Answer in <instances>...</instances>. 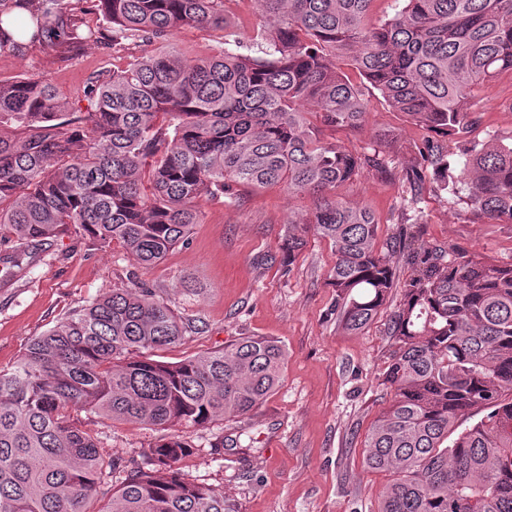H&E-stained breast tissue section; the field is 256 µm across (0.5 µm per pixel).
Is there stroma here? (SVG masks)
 Here are the masks:
<instances>
[{
  "label": "stroma",
  "mask_w": 512,
  "mask_h": 512,
  "mask_svg": "<svg viewBox=\"0 0 512 512\" xmlns=\"http://www.w3.org/2000/svg\"><path fill=\"white\" fill-rule=\"evenodd\" d=\"M83 44L73 49L48 42L24 43L0 52V79L34 77L55 86L69 111L85 112L90 78L111 76L141 50L97 42L106 23L94 0H63ZM227 13L241 53L265 28L252 0H229ZM369 117L336 138L352 153L383 151L387 171L362 170L336 190L338 199L369 208L377 220L376 242L400 233L512 264V224L472 219L467 206L438 188L437 175L419 154L427 132L388 107L366 88ZM465 131L442 137L451 167L462 151L495 137L512 142V74L481 83L469 102ZM423 173L414 222L407 174ZM314 207L306 195L281 185L236 186L233 201L201 200L202 216L187 245L158 263L137 264L119 245L65 235L24 269L0 267V369L12 368L27 343L69 310L137 282L166 299L195 333L160 351L177 362L224 348L246 336L278 341L286 352L283 381L247 415L187 428L195 448L178 468L188 479L223 488L238 512H374L387 473L368 469L363 441L391 392L382 374L391 350L386 327L398 304L392 295L375 321L359 333L344 332L336 319V290L329 284L335 257L314 228L288 259L283 241L289 224ZM100 453L142 461L160 435L131 423L101 422L80 414Z\"/></svg>",
  "instance_id": "1"
}]
</instances>
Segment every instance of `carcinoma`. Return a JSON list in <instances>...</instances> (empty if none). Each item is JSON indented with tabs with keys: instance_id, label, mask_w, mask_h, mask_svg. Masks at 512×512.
<instances>
[{
	"instance_id": "1",
	"label": "carcinoma",
	"mask_w": 512,
	"mask_h": 512,
	"mask_svg": "<svg viewBox=\"0 0 512 512\" xmlns=\"http://www.w3.org/2000/svg\"><path fill=\"white\" fill-rule=\"evenodd\" d=\"M0 0V51L17 46L3 27L29 12L32 40L77 44L60 0ZM102 39L142 54L106 81L90 79V112L65 111L54 87L0 80V238L20 269L74 232L121 245L151 264L188 241L198 202L233 187L281 184L317 203L303 220L334 247L330 285L342 329L358 333L400 289L387 327L383 373L392 392L364 440V462L389 473L377 512H512V264L398 236L387 251L364 206L328 195L380 152L355 155L322 127L362 126L363 82L434 134L468 124L478 82L512 72V0H405L393 17L366 18L373 0H254L270 23L255 54L220 49L186 63L170 36L184 26L228 31L224 0H95ZM439 189L478 218L512 224V143L492 137L451 170L433 140L420 149ZM288 225L292 260L303 246ZM411 267L395 279L392 257ZM192 326L150 288H115L70 310L0 370V512H237L224 490L185 477L193 453L165 435L142 464L104 458L74 418L163 430L243 416L283 379L275 341L243 337L170 363L152 353ZM487 414L456 433L460 417ZM452 444H447V441ZM125 473L108 500L103 477Z\"/></svg>"
}]
</instances>
